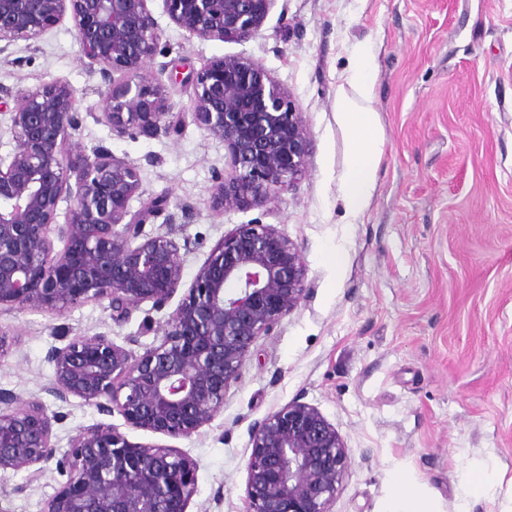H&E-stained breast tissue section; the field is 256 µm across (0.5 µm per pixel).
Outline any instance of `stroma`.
I'll list each match as a JSON object with an SVG mask.
<instances>
[{
  "instance_id": "1",
  "label": "stroma",
  "mask_w": 512,
  "mask_h": 512,
  "mask_svg": "<svg viewBox=\"0 0 512 512\" xmlns=\"http://www.w3.org/2000/svg\"><path fill=\"white\" fill-rule=\"evenodd\" d=\"M163 32L151 69L198 70L212 58L261 63L300 105L313 140L296 189L266 206L217 213L212 175L227 161L221 140L187 124L180 134L118 139L96 122L103 82L83 58L70 22L0 53V113L43 82H68L82 125L73 147L106 146L140 169V209L159 194L171 212L190 204L183 281L238 224H275L301 250L309 296L252 348L224 409L173 441L197 460L188 512H244L250 429L296 398L336 426L350 454L334 512H386L406 487L436 512H455L457 486L488 475L470 512H512V0H274L258 37L207 41L176 27L163 0L149 4ZM378 56L372 107L381 156L375 190L350 215L341 184L352 156L338 110L349 51ZM167 310L142 305L113 321L106 302L57 317L0 312L11 346L0 390L41 400L57 415L66 451L95 406L45 391L47 352L59 336L104 334L135 352L157 343ZM0 474L11 512H42L66 481Z\"/></svg>"
}]
</instances>
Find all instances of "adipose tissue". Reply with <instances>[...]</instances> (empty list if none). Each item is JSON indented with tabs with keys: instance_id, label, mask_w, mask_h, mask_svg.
<instances>
[{
	"instance_id": "1",
	"label": "adipose tissue",
	"mask_w": 512,
	"mask_h": 512,
	"mask_svg": "<svg viewBox=\"0 0 512 512\" xmlns=\"http://www.w3.org/2000/svg\"><path fill=\"white\" fill-rule=\"evenodd\" d=\"M375 69L372 48L364 44L356 46L347 76L350 91L339 101V110L354 142L352 162L343 184L344 200L354 213L363 209L374 190L373 174L380 158L376 146L378 124L371 107Z\"/></svg>"
}]
</instances>
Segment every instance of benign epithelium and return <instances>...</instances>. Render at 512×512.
Instances as JSON below:
<instances>
[{
    "instance_id": "obj_1",
    "label": "benign epithelium",
    "mask_w": 512,
    "mask_h": 512,
    "mask_svg": "<svg viewBox=\"0 0 512 512\" xmlns=\"http://www.w3.org/2000/svg\"><path fill=\"white\" fill-rule=\"evenodd\" d=\"M149 0H0V53L40 39L69 20L83 56L106 90L93 113L118 138L176 134L186 119L224 142L229 170L213 174L214 208L262 207L287 193L312 150L300 106L248 57H214L181 79L188 112L164 96L165 68L149 72L162 32ZM274 0H164L173 24L203 40L259 35ZM13 150L0 154V311L55 316L108 301L112 319L129 320L145 303L168 315L159 343L137 354L105 335L53 346L49 395L78 398L125 425L186 438L224 410L252 347L270 336L306 297L307 269L298 246L276 224H237L209 252L188 288V242L144 226L173 223L170 199L130 203L138 167L99 147H71L80 127L76 91L52 80L21 93L5 113ZM66 203L64 223L58 222ZM61 243L56 248L55 243ZM55 416L39 400L0 392V473L42 477L51 463L68 473L43 512H187L197 462L171 445L133 443L111 423L78 431L57 456ZM245 512H333L348 472L349 448L321 411L295 399L252 425Z\"/></svg>"
}]
</instances>
